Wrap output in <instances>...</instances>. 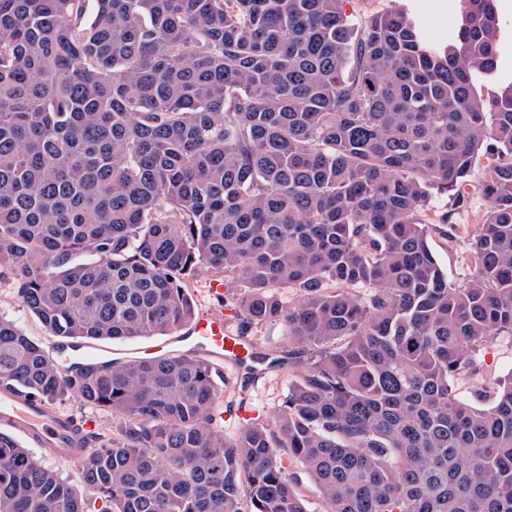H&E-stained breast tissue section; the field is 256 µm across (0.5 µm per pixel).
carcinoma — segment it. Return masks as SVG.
Here are the masks:
<instances>
[{
    "mask_svg": "<svg viewBox=\"0 0 512 512\" xmlns=\"http://www.w3.org/2000/svg\"><path fill=\"white\" fill-rule=\"evenodd\" d=\"M343 5L0 0V274L27 311L71 342L167 336L204 264L239 335L284 327L295 373L276 427L226 437L207 361L63 372L0 316V392L124 422L77 459L79 487L0 432V512H309L303 477L326 512H512V376L488 407L455 393L512 339L494 0H460L447 46ZM471 187L487 209L458 282L428 225Z\"/></svg>",
    "mask_w": 512,
    "mask_h": 512,
    "instance_id": "cac0c4a2",
    "label": "carcinoma"
}]
</instances>
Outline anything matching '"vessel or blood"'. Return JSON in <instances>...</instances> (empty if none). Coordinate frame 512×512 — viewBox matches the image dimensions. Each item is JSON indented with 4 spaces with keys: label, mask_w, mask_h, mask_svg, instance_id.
<instances>
[{
    "label": "vessel or blood",
    "mask_w": 512,
    "mask_h": 512,
    "mask_svg": "<svg viewBox=\"0 0 512 512\" xmlns=\"http://www.w3.org/2000/svg\"><path fill=\"white\" fill-rule=\"evenodd\" d=\"M184 341L200 349L216 366L226 361L239 362L253 348L246 338L229 334L224 327L223 315L215 311L202 313ZM0 413L4 414L11 429L34 443L43 447L56 446V459L67 462L76 460L77 450L58 446L61 436L68 431V417L51 412L43 406L30 405L12 395L0 397Z\"/></svg>",
    "instance_id": "1"
}]
</instances>
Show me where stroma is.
<instances>
[{
	"mask_svg": "<svg viewBox=\"0 0 512 512\" xmlns=\"http://www.w3.org/2000/svg\"><path fill=\"white\" fill-rule=\"evenodd\" d=\"M352 21L387 11L407 12L436 43L454 42L458 31L459 0H348L346 6ZM486 200L471 196L459 206L455 214L453 235L432 232L431 249L441 266L453 280H461L468 271L471 241L474 229L480 224ZM218 275L207 267H200L188 281V291L196 311L214 310L224 314V325L230 334H237L238 322L233 310L225 306L226 299L216 291ZM0 315L13 319L34 341L39 343L61 367H68L72 354L60 351L59 337L53 336L21 303L8 275L0 276ZM92 349L105 360H127L154 356L156 349L167 354H186L190 348L180 343L178 333L168 336L144 337L127 341H95ZM512 373V339L503 337L490 345L478 374L469 377L457 387L466 401L486 407L491 403L488 389L492 382ZM220 384L224 390L223 417L217 428L225 435H233L243 419L257 417L274 423L275 410L287 392L288 375L278 370L266 371L260 378L245 375L241 366L225 364Z\"/></svg>",
	"mask_w": 512,
	"mask_h": 512,
	"instance_id": "1",
	"label": "stroma"
}]
</instances>
